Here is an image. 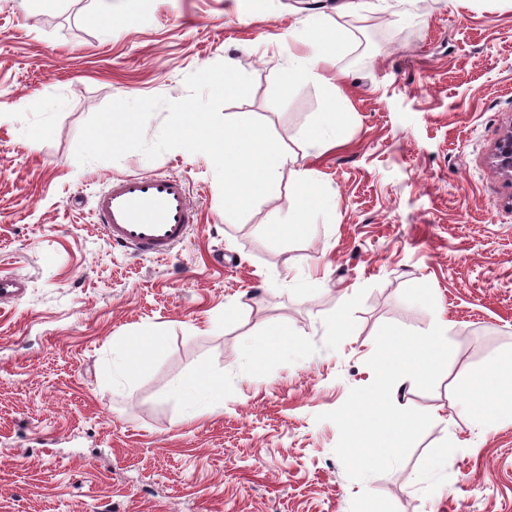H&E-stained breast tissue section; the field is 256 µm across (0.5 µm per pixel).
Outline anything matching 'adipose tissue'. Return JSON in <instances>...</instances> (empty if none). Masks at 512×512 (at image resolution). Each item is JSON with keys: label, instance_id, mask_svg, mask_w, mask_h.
<instances>
[{"label": "adipose tissue", "instance_id": "adipose-tissue-1", "mask_svg": "<svg viewBox=\"0 0 512 512\" xmlns=\"http://www.w3.org/2000/svg\"><path fill=\"white\" fill-rule=\"evenodd\" d=\"M319 46L307 53L289 52V78H311L331 60L332 53L344 42L340 30L318 29ZM294 204L288 211L289 225L310 223L320 209L329 207L330 199L308 170L297 172L293 188ZM160 341L155 331L146 329L134 336H123L113 343L112 378L129 380L141 366L144 351L158 350ZM176 395L184 402L186 422H200L221 413L224 409V379L222 376L206 373L179 384ZM466 413L476 423L485 425L490 415L512 418V356L502 358L473 376L466 391Z\"/></svg>", "mask_w": 512, "mask_h": 512}]
</instances>
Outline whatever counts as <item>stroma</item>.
<instances>
[{
    "mask_svg": "<svg viewBox=\"0 0 512 512\" xmlns=\"http://www.w3.org/2000/svg\"><path fill=\"white\" fill-rule=\"evenodd\" d=\"M0 0V272L26 276L0 305V512H512V420L458 412L467 377L512 354V185L489 162L512 127V0ZM111 10V34L90 15ZM344 43L318 78L288 83V41L313 17ZM251 76L225 105L266 122L336 205L282 228L294 169L241 221L210 158L78 164L83 123L116 98L187 94L222 61ZM342 145L307 134L332 94ZM183 179L200 222L166 258L109 242L94 199L125 175ZM424 288L425 302L414 297ZM350 324L333 336L336 315ZM443 321L453 352L436 388L401 407L432 425L390 472L349 480L335 424L317 414L371 383L382 324ZM162 334L112 383L115 338ZM288 352L251 370L265 328ZM223 375L224 411L188 423L174 394Z\"/></svg>",
    "mask_w": 512,
    "mask_h": 512,
    "instance_id": "obj_1",
    "label": "stroma"
}]
</instances>
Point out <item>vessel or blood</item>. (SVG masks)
<instances>
[{"label":"vessel or blood","mask_w":512,"mask_h":512,"mask_svg":"<svg viewBox=\"0 0 512 512\" xmlns=\"http://www.w3.org/2000/svg\"><path fill=\"white\" fill-rule=\"evenodd\" d=\"M94 212L114 245L157 256L172 254L198 221L185 182L171 176L114 180L96 196ZM27 288L20 276L0 275V302L19 300Z\"/></svg>","instance_id":"1"}]
</instances>
